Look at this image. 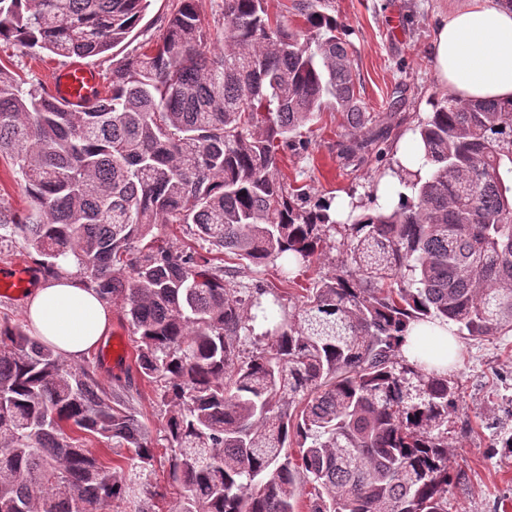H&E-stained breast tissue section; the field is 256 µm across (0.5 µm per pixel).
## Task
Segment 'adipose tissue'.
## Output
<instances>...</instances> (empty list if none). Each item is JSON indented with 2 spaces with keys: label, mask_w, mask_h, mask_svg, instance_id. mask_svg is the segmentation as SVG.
Returning a JSON list of instances; mask_svg holds the SVG:
<instances>
[{
  "label": "adipose tissue",
  "mask_w": 512,
  "mask_h": 512,
  "mask_svg": "<svg viewBox=\"0 0 512 512\" xmlns=\"http://www.w3.org/2000/svg\"><path fill=\"white\" fill-rule=\"evenodd\" d=\"M431 58L450 98L512 100V0H463L439 18ZM24 315L33 336L79 361L108 333L112 309L74 267L29 291Z\"/></svg>",
  "instance_id": "1"
}]
</instances>
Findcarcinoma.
<instances>
[{
    "instance_id": "1",
    "label": "carcinoma",
    "mask_w": 512,
    "mask_h": 512,
    "mask_svg": "<svg viewBox=\"0 0 512 512\" xmlns=\"http://www.w3.org/2000/svg\"><path fill=\"white\" fill-rule=\"evenodd\" d=\"M150 0H0V40L33 54H103ZM161 37L113 65L82 109L0 69V153L26 213L0 208V240H23L49 276L73 260L137 336L140 375L167 407L175 512H448V372L407 364L412 323L459 336L512 332V102L444 99L415 128L420 166L393 208L336 220L277 177L279 151L331 107L341 154L382 155L341 31L300 0L304 28L269 0H224V47L207 49L198 0H174ZM426 175H421V170ZM189 224L197 242L254 266L311 261L339 233L346 260L299 304L230 286L224 268L154 232ZM267 324L250 355L241 333ZM88 366L64 364L0 324V512H103L151 494L156 451ZM124 455L111 467L73 433ZM297 457L288 453V444Z\"/></svg>"
}]
</instances>
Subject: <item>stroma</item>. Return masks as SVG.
<instances>
[{
  "label": "stroma",
  "mask_w": 512,
  "mask_h": 512,
  "mask_svg": "<svg viewBox=\"0 0 512 512\" xmlns=\"http://www.w3.org/2000/svg\"><path fill=\"white\" fill-rule=\"evenodd\" d=\"M457 0H326L324 10L345 25L343 37L349 45L357 87L369 111L387 128L382 162L355 167L337 155L343 132L341 113L328 109L301 130L307 146L286 151L278 176L304 187L311 199L333 196L342 203L370 208L371 195L382 182L384 171L396 167V152L405 136L432 110L431 102L446 97L433 69L429 49L439 16ZM173 8V0H151L132 39L112 53L88 58L87 66L100 79H107L114 60L138 51L157 39ZM67 58H32L16 42L0 43V66L14 77L50 85ZM345 249L337 239L323 246L319 259L295 268L290 282H282L275 267H255L226 253L215 257L234 287L263 283L277 289L286 305H294L302 288L331 273ZM111 336L120 338L126 358L106 361L101 349L84 357V364L97 370L104 388L118 392L142 422L157 450L152 476V512H173L181 496L169 478L172 454L164 439L166 411L152 384L134 373L135 337L120 306L112 308ZM458 354L448 366L449 377L462 387L457 412L448 424L449 453L453 465L448 487V512H512V462L504 458L500 435L512 433V333L478 339H458Z\"/></svg>",
  "instance_id": "35a3bbf8"
}]
</instances>
